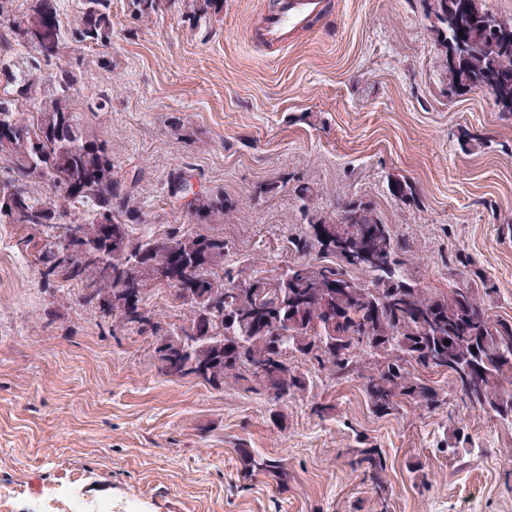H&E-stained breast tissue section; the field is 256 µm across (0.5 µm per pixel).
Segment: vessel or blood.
I'll return each instance as SVG.
<instances>
[{"instance_id": "vessel-or-blood-1", "label": "vessel or blood", "mask_w": 512, "mask_h": 512, "mask_svg": "<svg viewBox=\"0 0 512 512\" xmlns=\"http://www.w3.org/2000/svg\"><path fill=\"white\" fill-rule=\"evenodd\" d=\"M330 5V0H276L252 29L251 38L265 49H284L323 22Z\"/></svg>"}]
</instances>
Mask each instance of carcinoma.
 I'll return each mask as SVG.
<instances>
[{
    "label": "carcinoma",
    "instance_id": "cac0c4a2",
    "mask_svg": "<svg viewBox=\"0 0 512 512\" xmlns=\"http://www.w3.org/2000/svg\"><path fill=\"white\" fill-rule=\"evenodd\" d=\"M0 0V51L31 36L38 59L27 70L0 58L5 77L0 95V161L14 178L0 184V224H17L38 235L54 224L82 230L85 255L67 261L51 242L40 245L38 262L45 283L78 286L77 304L105 309L112 322L131 329L137 304L129 296L164 290L170 307L184 311L182 321L152 323L153 335L180 328L204 341L186 350L164 342L155 347L158 373L171 378L196 376L214 388L234 381H254L277 398L295 399L309 386L300 359L315 371L364 382L374 412L385 416L398 403L427 410L443 403L441 392L411 368L446 373L476 411L512 419V318L493 316L486 298L494 288L485 282L471 288L462 280L463 261L454 264L459 284L446 293H431L407 278L400 261L406 245L395 238L375 207L348 198L324 211L306 207L309 232L289 240L298 260L282 271L292 296L281 289L258 292L250 300L232 293L235 280L261 274L258 259L236 269L224 268V237L198 233L185 224H169L152 235L135 236L132 226L149 219L138 203L141 171H122L112 159L108 141L85 124L76 111L80 88L76 67L82 60L71 48L112 45V0H81L74 25L63 30L56 0ZM178 0H130L135 21L149 19ZM188 19L197 21L224 11V0H184ZM437 33L448 89L456 95L480 88L497 77L500 59L512 57V36L485 51L504 21L479 0H435ZM469 46L476 63L448 67V39ZM53 64L46 73L41 63ZM53 92L43 99L37 88ZM512 121V87L493 97ZM46 192L35 197L32 183ZM236 208L221 190L196 197L188 209L191 224H218ZM366 226L379 264L362 266L351 252L353 237ZM350 281L346 290L332 287ZM112 289L131 305L108 306L101 288ZM349 464L365 468L371 482L382 483L387 458L380 448H356Z\"/></svg>",
    "mask_w": 512,
    "mask_h": 512
}]
</instances>
